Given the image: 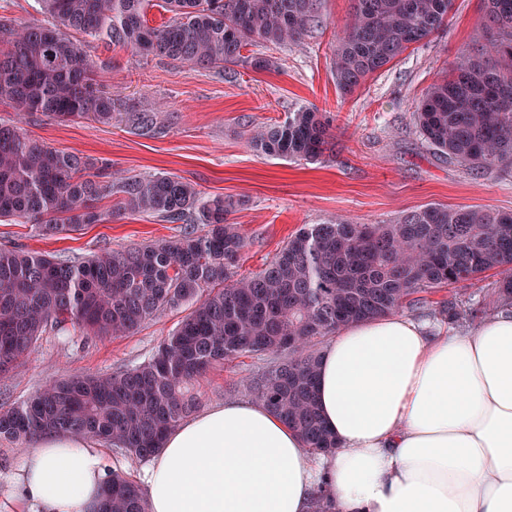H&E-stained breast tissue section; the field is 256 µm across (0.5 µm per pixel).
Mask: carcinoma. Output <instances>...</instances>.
Returning <instances> with one entry per match:
<instances>
[{
	"mask_svg": "<svg viewBox=\"0 0 512 512\" xmlns=\"http://www.w3.org/2000/svg\"><path fill=\"white\" fill-rule=\"evenodd\" d=\"M47 25L19 26L0 15V100L20 116L112 120L117 100L95 83L101 62L71 41L73 30L137 56L190 66L226 64L264 70L273 61L242 50L295 42L317 18V0H162L171 13L151 27V0H37ZM493 30L488 56L463 60L419 106L420 133L437 150L473 168L512 166V0H483ZM453 0H355L336 41L335 76L347 95L428 38L448 19ZM150 133L149 110L128 112ZM328 121L301 108L251 138L273 158L322 156ZM120 195L115 215L152 213L186 231L131 250L83 261L0 248V375L29 357L40 336L82 331L104 338L130 333L166 309L196 305L145 362L105 376L65 375L29 399L0 407V441L21 446L46 433L93 437L139 460L200 403L197 378L250 353L283 355L253 387L257 400L291 426L308 450L330 453L315 396L316 343L350 323L392 314L413 293L470 281L496 270L495 309L512 311V215L428 205L393 224H305L260 273L236 279L246 238L229 222L231 201L205 198L166 174L102 180L76 151L0 124V219L33 223L55 236L100 224L98 202ZM454 325L476 320L483 303L448 297ZM100 512H147L131 475L112 472Z\"/></svg>",
	"mask_w": 512,
	"mask_h": 512,
	"instance_id": "cac0c4a2",
	"label": "carcinoma"
}]
</instances>
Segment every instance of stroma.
Returning a JSON list of instances; mask_svg holds the SVG:
<instances>
[{
  "label": "stroma",
  "instance_id": "35a3bbf8",
  "mask_svg": "<svg viewBox=\"0 0 512 512\" xmlns=\"http://www.w3.org/2000/svg\"><path fill=\"white\" fill-rule=\"evenodd\" d=\"M353 5L319 0L317 21L299 42L266 49L273 61L266 70L190 67L159 55L108 50L73 34L80 50L102 63L95 77L100 90L119 98L111 122H57L38 113L21 120L0 102V123H19L28 136L79 151L115 176L166 173L191 183L201 196L232 200L229 220L248 241L236 269L240 278L264 269L305 224H391L428 204L512 213L511 170L469 168L430 146L417 125L428 88L460 59L488 46L483 0H454L447 24L344 96L336 88L333 53ZM145 102L158 107L157 130L149 134L125 121L126 112ZM301 107L330 120L332 138L321 158L279 159L251 148L254 131ZM184 229V223L146 213L53 237L38 235L31 224L1 221L0 247L85 258L106 249H134ZM497 278L491 270L414 294L401 313L441 323V305L453 294L483 301L493 311L491 285ZM190 310L182 304L133 333L102 340L46 332L29 358L0 377V405L22 402L65 374L107 375L143 363ZM270 360L250 354L213 365L196 384L201 407L253 399V382Z\"/></svg>",
  "mask_w": 512,
  "mask_h": 512
}]
</instances>
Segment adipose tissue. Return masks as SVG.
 I'll return each mask as SVG.
<instances>
[{
    "label": "adipose tissue",
    "instance_id": "obj_1",
    "mask_svg": "<svg viewBox=\"0 0 512 512\" xmlns=\"http://www.w3.org/2000/svg\"><path fill=\"white\" fill-rule=\"evenodd\" d=\"M316 395L325 455L258 401L182 419L144 468L147 512H512V313L450 333L354 322L322 350ZM112 470L91 439L41 435L0 512H98Z\"/></svg>",
    "mask_w": 512,
    "mask_h": 512
}]
</instances>
